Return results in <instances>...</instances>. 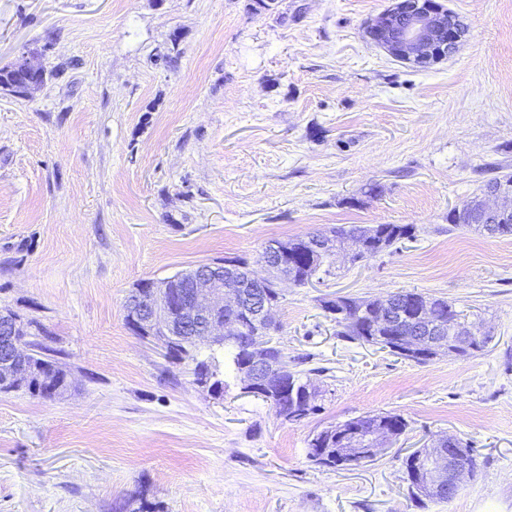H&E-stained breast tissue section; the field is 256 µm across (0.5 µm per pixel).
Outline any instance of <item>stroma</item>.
<instances>
[{"instance_id":"1","label":"stroma","mask_w":512,"mask_h":512,"mask_svg":"<svg viewBox=\"0 0 512 512\" xmlns=\"http://www.w3.org/2000/svg\"><path fill=\"white\" fill-rule=\"evenodd\" d=\"M468 29L430 67L365 34L391 0H0V67L37 50L31 98L0 92V308L40 321L64 399L0 393V512H512V237L450 228L512 174V0H441ZM412 224L284 286L278 339L320 389L298 422L193 381L132 334L133 285L271 241ZM418 291L491 341L419 364L338 337L321 302ZM392 412L380 458L311 461L324 428ZM479 467L414 499L404 458L436 435Z\"/></svg>"}]
</instances>
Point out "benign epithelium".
Masks as SVG:
<instances>
[{"instance_id":"1","label":"benign epithelium","mask_w":512,"mask_h":512,"mask_svg":"<svg viewBox=\"0 0 512 512\" xmlns=\"http://www.w3.org/2000/svg\"><path fill=\"white\" fill-rule=\"evenodd\" d=\"M369 38L389 55L418 67L427 68L453 54L465 39L467 29L460 18L445 10L439 0H394L392 7L368 26ZM20 63L33 77L25 86L29 96L41 89L39 75L44 72L37 62L38 53L28 52ZM485 212L507 217L512 214V192L496 190L486 195L480 205ZM306 247L321 252L328 246L324 232L316 230L303 237ZM266 278L250 273V283L224 274V265L207 263L186 272L185 277L148 279L144 290L131 301L132 315L127 326L136 336H150L170 350L186 330L197 329L196 341L220 343L224 338L238 339L245 333V320L264 326L267 334L278 332L273 308L258 285ZM420 321L408 331L397 329L398 345L410 356L433 360L444 347L429 341V336L453 324V339L465 347L484 334L467 322H459L447 310L426 304L420 307ZM34 328L18 324L11 335L4 337L3 358L0 359V389L22 379H30L36 370L25 362L24 343ZM241 390L248 395L267 399L285 420H299V411L288 407L287 374L279 365L265 362L258 354L241 366ZM393 436L380 429L369 428L353 436L349 447L335 449L342 459H375L388 446ZM419 490L427 495L453 497L475 471L473 453L452 436L430 440L424 448L412 453Z\"/></svg>"}]
</instances>
